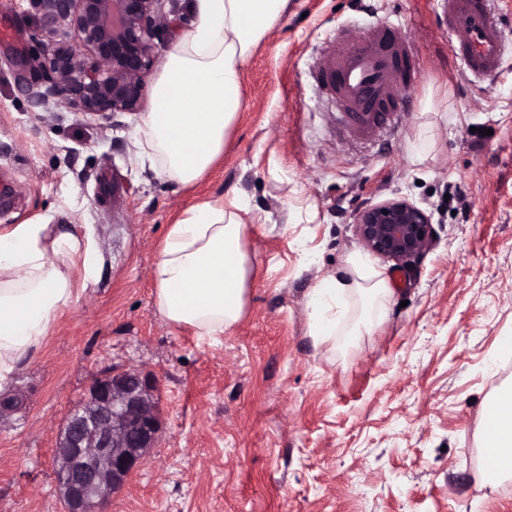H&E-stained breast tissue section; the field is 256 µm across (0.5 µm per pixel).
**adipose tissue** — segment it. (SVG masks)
Instances as JSON below:
<instances>
[{"label": "adipose tissue", "instance_id": "adipose-tissue-1", "mask_svg": "<svg viewBox=\"0 0 512 512\" xmlns=\"http://www.w3.org/2000/svg\"><path fill=\"white\" fill-rule=\"evenodd\" d=\"M287 11L288 0H193L191 22L172 42L138 128L142 155L159 177L188 186L212 169L245 106L244 68ZM244 210L195 205L170 226L153 271L155 306L169 324L213 339L243 318L251 275ZM351 265L353 278H326L311 294L314 343L340 331L360 335L359 324L339 326L336 305H358L367 317L391 297L381 272L357 258ZM98 274L91 229L33 223L0 230V385ZM490 405L480 448L494 456L483 476L495 485L512 478V386Z\"/></svg>", "mask_w": 512, "mask_h": 512}]
</instances>
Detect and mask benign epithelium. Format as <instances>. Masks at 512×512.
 I'll return each mask as SVG.
<instances>
[{
    "mask_svg": "<svg viewBox=\"0 0 512 512\" xmlns=\"http://www.w3.org/2000/svg\"><path fill=\"white\" fill-rule=\"evenodd\" d=\"M41 51L24 66L21 91L35 111L139 112L154 58L181 20L180 0H27ZM431 209L404 198L361 208L356 235L366 250L407 267L436 237ZM156 377L142 369L106 371L69 411L56 448L64 512H101L155 447L163 429Z\"/></svg>",
    "mask_w": 512,
    "mask_h": 512,
    "instance_id": "obj_1",
    "label": "benign epithelium"
}]
</instances>
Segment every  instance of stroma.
<instances>
[{
	"label": "stroma",
	"mask_w": 512,
	"mask_h": 512,
	"mask_svg": "<svg viewBox=\"0 0 512 512\" xmlns=\"http://www.w3.org/2000/svg\"><path fill=\"white\" fill-rule=\"evenodd\" d=\"M6 8L0 225H89L100 273L0 389V512H60L57 434L97 375L128 367L157 375L164 428L106 512H512V480L483 485L479 454L488 401L512 382L498 354L512 336V0H494L506 57L490 85L465 78L439 0H291L244 70L222 157L187 187L140 161V113L31 111L18 75L36 28L25 0ZM380 21L408 35L415 75L400 124L359 138L316 100L308 67L341 29ZM394 196L436 220L435 245L407 268L364 249L353 224ZM238 200L246 312L202 340L158 314L153 268L189 207ZM352 256L383 272L391 299L353 345L314 344L308 295L349 278Z\"/></svg>",
	"instance_id": "35a3bbf8"
}]
</instances>
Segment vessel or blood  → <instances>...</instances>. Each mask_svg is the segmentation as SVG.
I'll list each match as a JSON object with an SVG mask.
<instances>
[{
	"label": "vessel or blood",
	"instance_id": "1",
	"mask_svg": "<svg viewBox=\"0 0 512 512\" xmlns=\"http://www.w3.org/2000/svg\"><path fill=\"white\" fill-rule=\"evenodd\" d=\"M449 28L457 34L463 72L477 80L494 79L503 64L502 33L491 0H441ZM408 39L390 23H378L355 37L342 33L323 51L313 78L322 93L341 108L344 124L355 134L383 124L390 101L401 95Z\"/></svg>",
	"mask_w": 512,
	"mask_h": 512
}]
</instances>
